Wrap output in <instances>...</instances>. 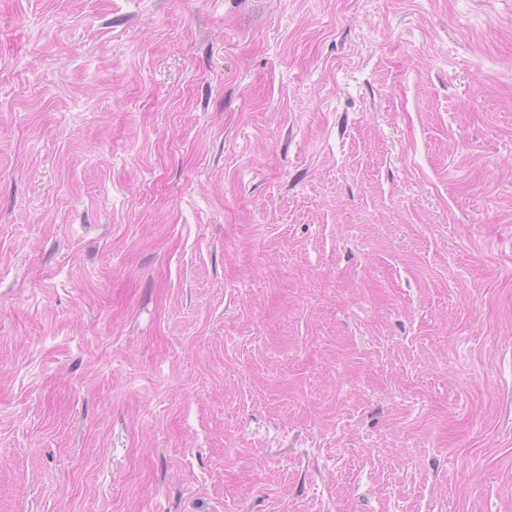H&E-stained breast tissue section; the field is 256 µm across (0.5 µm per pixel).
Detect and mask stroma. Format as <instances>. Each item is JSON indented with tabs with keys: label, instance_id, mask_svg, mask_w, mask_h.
Instances as JSON below:
<instances>
[{
	"label": "stroma",
	"instance_id": "obj_1",
	"mask_svg": "<svg viewBox=\"0 0 512 512\" xmlns=\"http://www.w3.org/2000/svg\"><path fill=\"white\" fill-rule=\"evenodd\" d=\"M0 512H512V0H0Z\"/></svg>",
	"mask_w": 512,
	"mask_h": 512
}]
</instances>
